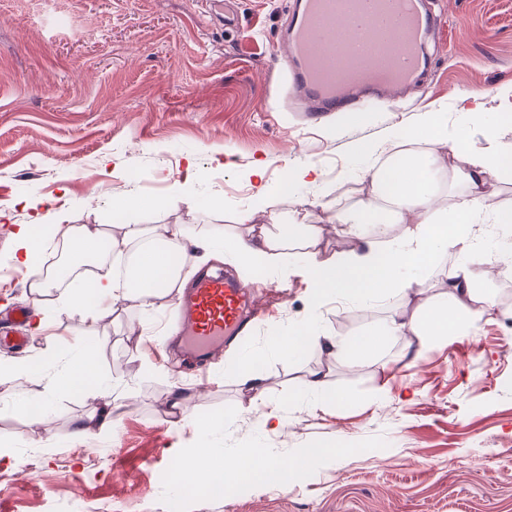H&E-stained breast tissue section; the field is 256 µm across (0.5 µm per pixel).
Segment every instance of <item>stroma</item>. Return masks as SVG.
Segmentation results:
<instances>
[{
	"label": "stroma",
	"instance_id": "35a3bbf8",
	"mask_svg": "<svg viewBox=\"0 0 512 512\" xmlns=\"http://www.w3.org/2000/svg\"><path fill=\"white\" fill-rule=\"evenodd\" d=\"M295 0H0V355L41 360L63 347L98 343L102 373L116 390L134 386L135 398L112 432L73 422L97 414L93 395L54 398L52 414L35 426L19 415L20 400L49 396L47 379H0V445L15 463H0V512H512V277L482 285L485 302L472 332L405 357L404 341L384 342L356 366L326 361L319 350L293 359L272 339L287 335L307 314L315 329L339 339L367 332L394 313L413 312L442 291L454 258L419 273L422 296L391 295L371 304L325 299L309 312V284L291 276L279 285L271 269L245 272L232 255L198 259L182 276H233L246 289L270 287L275 316L247 348L229 344L226 360H263V400L280 406L283 428H262L255 403L236 372L212 365L204 406L194 420L174 425L172 386H192L183 356L162 329L176 321L175 295L146 313L138 299L106 308L83 324L61 302V286L34 298L25 269L12 260L13 234L53 206L70 225L111 231L113 224H169L187 234L223 227L244 232L239 212L260 211L265 200L247 173L267 159L264 180L279 185L289 169L313 165L322 174L278 197L275 220L289 238L304 226L323 229V257L353 247L333 217L367 200L375 150L426 113H445L449 130L469 151L486 144L499 113L512 110V0H427L437 25L430 36L434 66L394 98L360 111L357 122L335 112L303 119L284 102L271 70ZM479 122L465 120L470 100ZM226 165H218L219 153ZM193 158L197 179L184 203L171 194L173 171ZM139 182H131V171ZM135 192L164 200L160 210L116 219L112 199ZM39 301L46 331L29 336L15 323L16 303ZM28 336L26 347L3 344ZM328 363V384L351 403L322 405L304 390L309 372ZM205 417L213 426L195 425ZM338 444L347 459L311 461L295 483H242L224 497L193 490L174 497L167 473L179 452L265 449L289 456Z\"/></svg>",
	"mask_w": 512,
	"mask_h": 512
}]
</instances>
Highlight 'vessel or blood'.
I'll return each instance as SVG.
<instances>
[{"label": "vessel or blood", "mask_w": 512, "mask_h": 512, "mask_svg": "<svg viewBox=\"0 0 512 512\" xmlns=\"http://www.w3.org/2000/svg\"><path fill=\"white\" fill-rule=\"evenodd\" d=\"M434 19L424 0H300L274 61L314 111H355L397 94L426 68ZM267 310L230 277L198 276L179 300L185 368L221 358L225 337L246 343Z\"/></svg>", "instance_id": "1"}]
</instances>
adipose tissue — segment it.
<instances>
[{
  "mask_svg": "<svg viewBox=\"0 0 512 512\" xmlns=\"http://www.w3.org/2000/svg\"><path fill=\"white\" fill-rule=\"evenodd\" d=\"M506 129L512 130L511 112L499 113L497 125L489 130L483 150L469 153L461 166L452 162L458 151L455 141L448 138V124L442 113H427L419 126L402 129L386 151L389 168L376 166L368 172L371 185L368 202L337 216L338 223L346 225L354 240V248L342 256L321 258L320 232L314 226H307L305 262L298 268L288 261L287 238L261 224L254 210L241 211L237 216L238 223L247 225V235L229 238L218 227L200 236H189L180 228L166 224L148 230L137 224H124L119 232L112 234L78 231L71 225L55 224V231L67 238L77 255L94 259L109 256L116 260L128 252L136 256L130 276L79 280L65 300L82 321L90 323L96 321L99 310L107 303L131 296L138 298L144 308H158L162 297L180 290L181 268L197 252L208 250L217 239L223 240L225 250L241 266L276 268L283 282L294 274H303L311 285L309 300L315 308L329 297L370 303L391 293L406 297L419 295L420 281L401 278V271L430 267L439 257L451 253L457 261L448 274L445 296L433 302L421 316L389 317L375 327L373 334L344 342L317 333L308 321L293 334L280 337L275 347L291 357L316 348L327 359L341 358L354 365L388 336L411 337L425 344L468 335L480 318L474 304L479 300L481 285L489 271L471 262L475 246L467 228L487 210L494 224L512 232V206L490 207L484 193L491 177L512 174V146L501 140V133ZM447 179L463 186L456 201H449L444 191L443 182ZM42 221V216H35L33 224L18 225L14 233V260L27 271L29 286L38 294L49 285L35 262L42 247L33 226ZM391 224L403 225L401 243L387 240L386 229ZM52 360L59 371L51 379V386L65 392L93 393L103 404L96 421L98 428L112 429L133 395L114 393L103 383L95 344L85 343L74 351L61 350L54 353ZM349 454V449L334 445L308 448L293 457L272 458L255 448L246 454H236L227 463L210 449L199 448L179 454L178 459L182 475L194 476L202 486L216 479L286 486L294 482L312 459L342 458Z\"/></svg>",
  "mask_w": 512,
  "mask_h": 512,
  "instance_id": "1",
  "label": "adipose tissue"
}]
</instances>
